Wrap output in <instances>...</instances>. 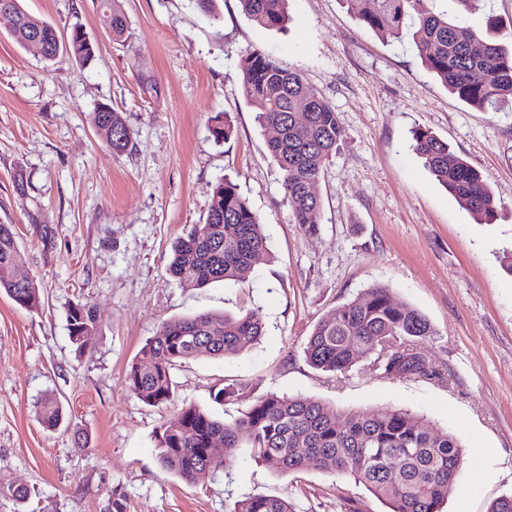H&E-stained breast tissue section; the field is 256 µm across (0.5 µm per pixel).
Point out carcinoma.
I'll list each match as a JSON object with an SVG mask.
<instances>
[{
	"label": "carcinoma",
	"instance_id": "carcinoma-1",
	"mask_svg": "<svg viewBox=\"0 0 512 512\" xmlns=\"http://www.w3.org/2000/svg\"><path fill=\"white\" fill-rule=\"evenodd\" d=\"M19 26L14 40L24 46L39 32L52 48L45 60L61 53L88 63L93 44L74 27L63 41L53 25L33 16L9 0ZM360 21L376 34L397 41L405 37L418 51L425 67L452 94L482 110L512 103V44L485 37L461 19L434 12L425 0H355ZM246 17L266 30H281L289 20L288 0H239ZM112 10V40L128 39L129 21L120 0H100V10ZM241 88L260 125L276 130L268 150L283 173L285 199L294 223L308 232L319 230L322 203L310 191L320 163L336 150L343 130L334 112L301 75L271 56L255 50L242 55ZM95 128L112 131L106 144L115 153L132 146L122 114L92 113ZM412 150L430 174L465 209L491 223L497 201L482 173L454 153L448 143L431 132H412ZM269 255L261 224L228 180L219 183L210 198L206 220L193 225L172 244L169 275L186 287L238 281ZM23 253L9 224H0V267L18 265ZM5 292L19 307L42 306L33 283L0 279ZM68 331L75 352L84 337L97 329L92 306L74 303L67 311ZM257 311L238 316L202 313L162 323L142 346L127 373L130 392L149 406H162L173 398L172 371L182 361L206 355L224 357L241 352L264 336ZM434 334L430 321L415 308L395 303L390 289L374 285L338 307L317 323L307 338L304 353L317 371L345 374L357 364L392 377L436 378L419 341ZM246 394L242 383H224L213 391L214 401L226 405ZM42 422L55 427L63 420L62 406L45 400ZM177 423L161 427L154 436L162 469L187 484L213 474L214 443L246 448L250 455L284 473L317 469L346 474L388 501L391 512H441L457 483L463 453L457 438L435 431L404 409L350 411L341 418L324 402L274 393L259 397L243 416L231 422L214 419L196 406L180 408ZM233 512H292L284 498L257 495L236 502Z\"/></svg>",
	"mask_w": 512,
	"mask_h": 512
}]
</instances>
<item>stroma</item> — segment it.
Returning a JSON list of instances; mask_svg holds the SVG:
<instances>
[{"instance_id": "obj_1", "label": "stroma", "mask_w": 512, "mask_h": 512, "mask_svg": "<svg viewBox=\"0 0 512 512\" xmlns=\"http://www.w3.org/2000/svg\"><path fill=\"white\" fill-rule=\"evenodd\" d=\"M68 38L81 24L97 49L80 65L46 61L0 20V224L24 253L19 274L39 290L29 311L0 294V512H232L254 495L293 512H389L365 486L333 472L286 475L244 449H225L212 477L191 485L161 469L154 436L181 406L229 421L254 398L301 395L347 412L404 408L455 435L464 464L442 512H487L512 493V107L474 108L428 73L416 51L359 20L349 0H289L288 30L255 27L239 0L211 21L194 0H121L129 38L114 42L97 0H20ZM301 73L326 100L343 140L321 167L317 233L295 224L269 130L241 89L245 50ZM151 79L150 93L142 85ZM102 104L121 112L133 147L115 153L92 124ZM231 129L210 132L213 117ZM431 131L488 179L497 200L482 224L410 147ZM228 179L258 215L269 255L241 281L185 288L167 273L171 247L204 223L214 186ZM390 288L434 334L420 342L437 378L386 377L367 365L332 376L303 348L315 325L358 293ZM94 306L99 324L75 353L67 310ZM259 310L261 340L225 357L184 361L174 399L145 405L126 375L162 322ZM227 380L249 395L212 401ZM65 420L46 427L44 399ZM22 485L30 497L5 496Z\"/></svg>"}]
</instances>
